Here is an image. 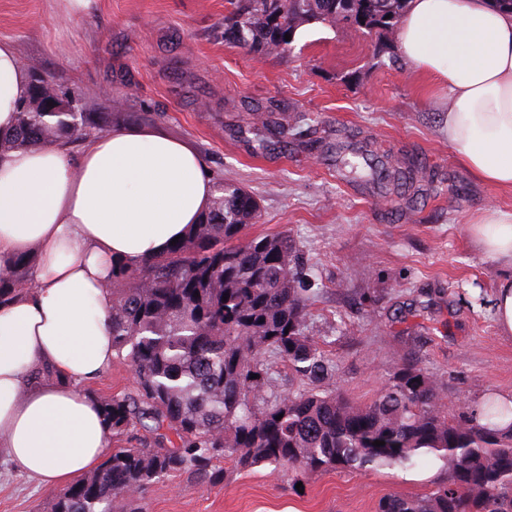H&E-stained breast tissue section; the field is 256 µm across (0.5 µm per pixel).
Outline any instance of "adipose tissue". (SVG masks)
<instances>
[{
  "label": "adipose tissue",
  "instance_id": "ef3b65f1",
  "mask_svg": "<svg viewBox=\"0 0 512 512\" xmlns=\"http://www.w3.org/2000/svg\"><path fill=\"white\" fill-rule=\"evenodd\" d=\"M409 66L447 94L443 130L477 182L512 191V15L484 0H412L398 31ZM31 91L0 40V138ZM211 176L187 140L119 125L79 153L58 140L0 156V260L36 256L29 294L0 305V453L47 488L92 471L112 442L86 386L112 364V261H138L185 237L211 206ZM502 270L493 298L512 339V209L471 221ZM48 370V377L33 373Z\"/></svg>",
  "mask_w": 512,
  "mask_h": 512
}]
</instances>
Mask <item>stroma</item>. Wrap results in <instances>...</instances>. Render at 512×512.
I'll list each match as a JSON object with an SVG mask.
<instances>
[{"label": "stroma", "mask_w": 512, "mask_h": 512, "mask_svg": "<svg viewBox=\"0 0 512 512\" xmlns=\"http://www.w3.org/2000/svg\"><path fill=\"white\" fill-rule=\"evenodd\" d=\"M225 0H96L88 17L58 0H0V39L90 111L147 112L190 140L210 174L241 183L260 206L246 237L290 234L319 296L310 333L330 337L335 378L367 402L395 363L417 360L438 381L449 412L494 391L512 393V340L493 309L496 263L477 250L470 222L512 191L472 179L442 132L432 82L406 61L377 64L352 27L300 29L285 57H255L224 43ZM318 115L324 145L348 133L376 152L417 157L441 190L407 206L338 179L322 149L291 140L262 146L252 105ZM422 469L319 475L303 495L287 473L257 467L204 485L177 475L132 495L141 512H375L390 493L428 491ZM51 490L0 455V512H46Z\"/></svg>", "instance_id": "stroma-1"}]
</instances>
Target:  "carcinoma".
Listing matches in <instances>:
<instances>
[{"mask_svg": "<svg viewBox=\"0 0 512 512\" xmlns=\"http://www.w3.org/2000/svg\"><path fill=\"white\" fill-rule=\"evenodd\" d=\"M408 7L409 0H347L345 13L375 40L378 63L397 61L386 35ZM342 20L332 0H226L224 43L286 56L303 26ZM31 72L38 77L0 156L57 139L77 149L117 119H148L88 112L80 94ZM252 111L262 142L288 137L291 127L273 118L279 105ZM327 151L341 177L380 195L395 191L410 202L426 177L414 157L369 154L347 135ZM213 189L210 210L185 238L137 263L112 261L105 287L114 361L132 366L136 378L133 389L98 400L112 438L136 445L113 448L57 491L48 512H112L125 496L177 474L214 485L267 466L288 471L294 491L328 472L408 469L429 459L444 477L420 495L382 497L377 512H512V407L488 398L450 413L438 383L414 361L397 364L369 402H353L336 385L320 338L307 331L317 289L305 287L293 239H243L260 217L256 198L222 177ZM34 262L26 253L0 264V304L29 291ZM279 361L297 383L286 394L275 376Z\"/></svg>", "mask_w": 512, "mask_h": 512, "instance_id": "carcinoma-1", "label": "carcinoma"}]
</instances>
